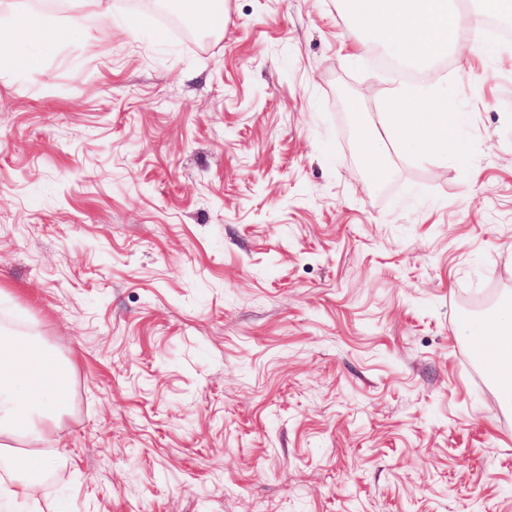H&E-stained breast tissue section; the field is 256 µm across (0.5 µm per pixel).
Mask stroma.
<instances>
[{
    "label": "stroma",
    "instance_id": "obj_1",
    "mask_svg": "<svg viewBox=\"0 0 512 512\" xmlns=\"http://www.w3.org/2000/svg\"><path fill=\"white\" fill-rule=\"evenodd\" d=\"M341 9L224 0L190 38L104 0L0 66V326L71 366L40 512H512V412L458 334L512 297V45L464 0L418 83L463 144L376 185L348 113L403 73Z\"/></svg>",
    "mask_w": 512,
    "mask_h": 512
}]
</instances>
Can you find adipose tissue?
I'll return each instance as SVG.
<instances>
[{
    "label": "adipose tissue",
    "mask_w": 512,
    "mask_h": 512,
    "mask_svg": "<svg viewBox=\"0 0 512 512\" xmlns=\"http://www.w3.org/2000/svg\"><path fill=\"white\" fill-rule=\"evenodd\" d=\"M346 13L387 44L400 60L416 66L446 56L469 32L448 0H343ZM46 18L30 14L23 21L0 18V45L6 60L23 66L24 56L11 48L48 37ZM399 109L378 113L356 136L374 182L387 170V143L398 140L404 151L420 156L438 153L455 130L445 100L419 90L398 94ZM458 333L473 342L481 360L494 367L506 404H512V300H504L482 329L461 321ZM68 363L55 358L37 336H15L0 329V499H29L38 476L65 451L51 437L53 423L66 409Z\"/></svg>",
    "instance_id": "adipose-tissue-1"
}]
</instances>
